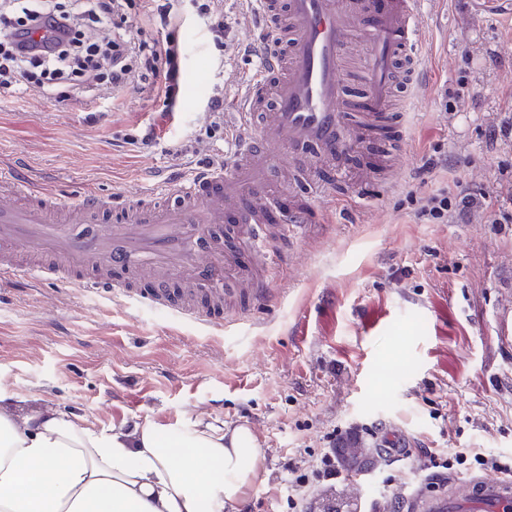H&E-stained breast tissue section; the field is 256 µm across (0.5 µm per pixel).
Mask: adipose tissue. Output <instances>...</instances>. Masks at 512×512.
<instances>
[{
	"mask_svg": "<svg viewBox=\"0 0 512 512\" xmlns=\"http://www.w3.org/2000/svg\"><path fill=\"white\" fill-rule=\"evenodd\" d=\"M263 470L246 424L99 428L0 384V512H238Z\"/></svg>",
	"mask_w": 512,
	"mask_h": 512,
	"instance_id": "1",
	"label": "adipose tissue"
}]
</instances>
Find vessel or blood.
Here are the masks:
<instances>
[{
    "label": "vessel or blood",
    "instance_id": "vessel-or-blood-1",
    "mask_svg": "<svg viewBox=\"0 0 512 512\" xmlns=\"http://www.w3.org/2000/svg\"><path fill=\"white\" fill-rule=\"evenodd\" d=\"M265 22L260 73L231 111L234 159L112 206L78 202L0 171V277L103 291L208 327L224 324L231 229L264 254L267 224L309 221L297 199L273 204L278 176L338 170L365 151L389 159L404 136L391 110L395 63L416 61L421 0H250ZM90 224L88 234L72 225ZM400 512H512V478L473 477L462 493L399 496Z\"/></svg>",
    "mask_w": 512,
    "mask_h": 512
}]
</instances>
